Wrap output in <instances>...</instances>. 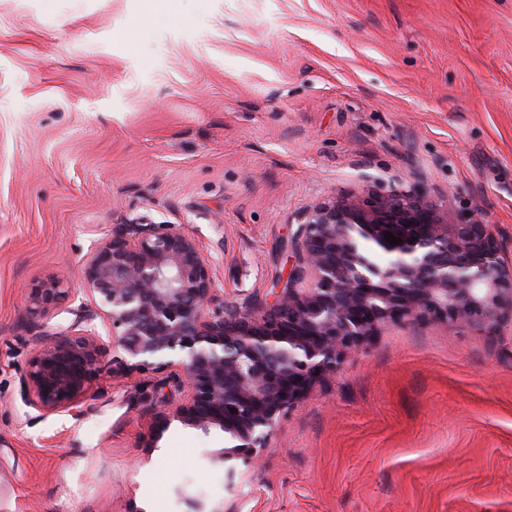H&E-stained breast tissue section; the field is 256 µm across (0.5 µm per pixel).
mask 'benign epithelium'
Instances as JSON below:
<instances>
[{
  "instance_id": "obj_1",
  "label": "benign epithelium",
  "mask_w": 512,
  "mask_h": 512,
  "mask_svg": "<svg viewBox=\"0 0 512 512\" xmlns=\"http://www.w3.org/2000/svg\"><path fill=\"white\" fill-rule=\"evenodd\" d=\"M292 258L285 285L258 314L224 305L200 244L173 224L136 218L91 246L78 275L112 340V372H164L178 391L156 435L173 422L218 429L229 446L209 452V464L248 463L281 415L384 327L436 321L494 331L512 320V264L492 225L476 216L445 223L414 185L306 207ZM69 295L58 278L29 299L51 316ZM67 312V328L29 340L21 375L24 401L44 415L76 411L106 353L85 325V303Z\"/></svg>"
}]
</instances>
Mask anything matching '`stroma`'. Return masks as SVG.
<instances>
[{"mask_svg": "<svg viewBox=\"0 0 512 512\" xmlns=\"http://www.w3.org/2000/svg\"><path fill=\"white\" fill-rule=\"evenodd\" d=\"M417 185L512 257V0H0V512H512V323L417 322L344 357L234 481L224 435L153 430L161 374L104 363L81 415L21 395L30 311L136 217L262 310L298 214Z\"/></svg>", "mask_w": 512, "mask_h": 512, "instance_id": "stroma-1", "label": "stroma"}]
</instances>
